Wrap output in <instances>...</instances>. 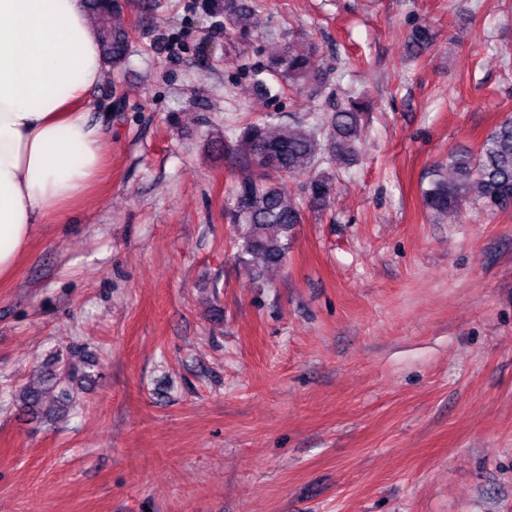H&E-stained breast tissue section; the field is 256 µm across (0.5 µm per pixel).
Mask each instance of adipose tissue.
Returning <instances> with one entry per match:
<instances>
[{"label":"adipose tissue","mask_w":512,"mask_h":512,"mask_svg":"<svg viewBox=\"0 0 512 512\" xmlns=\"http://www.w3.org/2000/svg\"><path fill=\"white\" fill-rule=\"evenodd\" d=\"M103 74L84 0H0V278L97 183L108 132L84 105Z\"/></svg>","instance_id":"adipose-tissue-1"}]
</instances>
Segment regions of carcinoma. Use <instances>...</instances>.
I'll return each instance as SVG.
<instances>
[{"instance_id": "1", "label": "carcinoma", "mask_w": 512, "mask_h": 512, "mask_svg": "<svg viewBox=\"0 0 512 512\" xmlns=\"http://www.w3.org/2000/svg\"><path fill=\"white\" fill-rule=\"evenodd\" d=\"M85 4L95 18L103 62L120 69L131 50L124 6L111 0H85ZM205 10L212 18H224L229 28L244 32L251 25L256 5L207 0ZM269 73L279 85L300 92L319 80L321 59L315 49L300 53L286 46L270 62ZM364 111V103L348 98L336 101L320 124L282 123L265 117L236 129L233 149L255 170L237 183L225 203L234 228L238 263L251 270L283 265L293 230L304 222L303 207L291 197L285 179L307 177L309 207L327 208L336 194V163L351 164L358 159ZM448 169L451 175L435 179L423 191V206L431 215L444 217L473 199L492 211L511 209L512 115L499 121L477 149L448 153ZM74 380L72 369L53 368L45 374V386L23 387L16 400L21 408L33 412L54 392L63 416L72 407Z\"/></svg>"}]
</instances>
